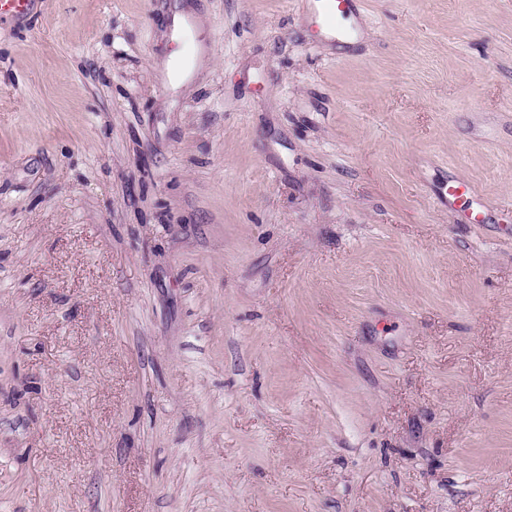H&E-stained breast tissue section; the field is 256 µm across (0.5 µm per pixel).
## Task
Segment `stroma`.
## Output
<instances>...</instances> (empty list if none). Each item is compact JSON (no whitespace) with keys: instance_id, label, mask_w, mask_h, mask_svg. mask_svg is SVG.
I'll return each mask as SVG.
<instances>
[{"instance_id":"stroma-1","label":"stroma","mask_w":512,"mask_h":512,"mask_svg":"<svg viewBox=\"0 0 512 512\" xmlns=\"http://www.w3.org/2000/svg\"><path fill=\"white\" fill-rule=\"evenodd\" d=\"M315 3L0 16V512H512V0ZM316 17L326 27L338 28L340 19L351 12L354 0H318Z\"/></svg>"}]
</instances>
